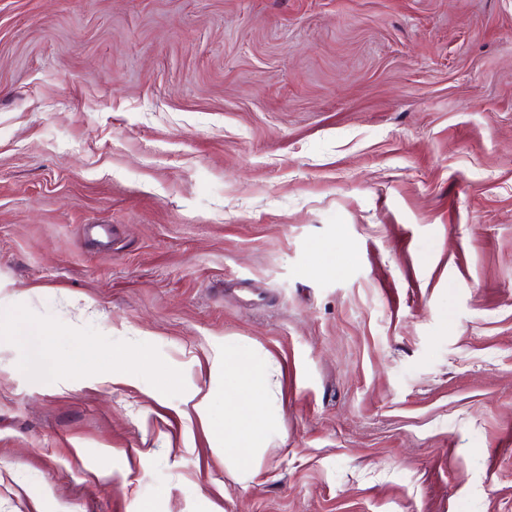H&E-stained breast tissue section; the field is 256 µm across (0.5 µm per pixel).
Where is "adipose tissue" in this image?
Masks as SVG:
<instances>
[{"label":"adipose tissue","mask_w":512,"mask_h":512,"mask_svg":"<svg viewBox=\"0 0 512 512\" xmlns=\"http://www.w3.org/2000/svg\"><path fill=\"white\" fill-rule=\"evenodd\" d=\"M267 365L233 345L224 347V455L244 476L256 469L257 453L268 445L273 428Z\"/></svg>","instance_id":"1"}]
</instances>
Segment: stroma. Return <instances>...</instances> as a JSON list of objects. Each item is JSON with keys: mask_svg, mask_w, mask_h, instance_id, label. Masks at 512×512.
Instances as JSON below:
<instances>
[{"mask_svg": "<svg viewBox=\"0 0 512 512\" xmlns=\"http://www.w3.org/2000/svg\"><path fill=\"white\" fill-rule=\"evenodd\" d=\"M0 512H512V0H0ZM268 366L257 356L224 344V456L250 477L257 453L270 441L273 428L268 411L271 397Z\"/></svg>", "mask_w": 512, "mask_h": 512, "instance_id": "35a3bbf8", "label": "stroma"}]
</instances>
